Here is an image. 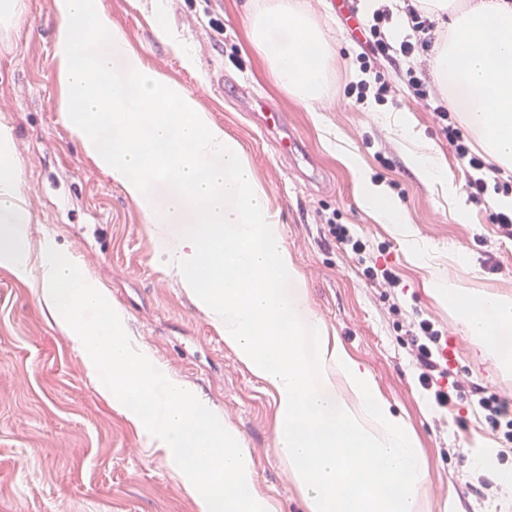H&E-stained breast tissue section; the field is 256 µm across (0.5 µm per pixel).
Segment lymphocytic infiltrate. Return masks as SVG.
Wrapping results in <instances>:
<instances>
[{
    "label": "lymphocytic infiltrate",
    "mask_w": 512,
    "mask_h": 512,
    "mask_svg": "<svg viewBox=\"0 0 512 512\" xmlns=\"http://www.w3.org/2000/svg\"><path fill=\"white\" fill-rule=\"evenodd\" d=\"M407 14L412 21L411 33L399 42L392 41L388 36L392 22L389 9L376 10L371 19L362 21L365 46L356 57L362 78L347 83L344 95L359 104L371 98L383 105L394 100L397 83H404L413 97L432 112L440 134L463 167L466 173L464 189L468 198L478 204L486 203L492 192L508 191L512 183L501 180L500 167L464 136L454 112L444 99L428 88L416 61L433 47L435 25L417 5H408ZM386 62L402 64L403 69L399 71L397 79L375 74V67ZM409 335L414 356L421 368L419 385L429 393L435 405L447 411L462 401L464 396H473L492 432L500 434L505 443L512 445V401L476 387L465 393L454 384L441 386V379L448 375V363L442 356L446 340L443 330L432 319L422 318L413 322Z\"/></svg>",
    "instance_id": "lymphocytic-infiltrate-1"
}]
</instances>
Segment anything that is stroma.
Wrapping results in <instances>:
<instances>
[{
	"label": "stroma",
	"mask_w": 512,
	"mask_h": 512,
	"mask_svg": "<svg viewBox=\"0 0 512 512\" xmlns=\"http://www.w3.org/2000/svg\"><path fill=\"white\" fill-rule=\"evenodd\" d=\"M299 2L334 50L329 96L317 112L277 88L265 60L249 46L247 7L261 0H101L144 61L184 85L241 144L279 215L312 312L367 366L417 433L429 462L430 512H446L450 504L455 512H512V492L481 487L474 473V456L500 449L499 440L476 405L443 413L420 388L410 323L429 317L443 327L455 348L448 367L464 385L476 383L512 400V377L474 357L456 317L429 295L427 269L410 260L391 225L360 205L357 181L342 157L355 156L367 175L383 173V186L431 248L434 265L463 278L474 292L512 293V238L502 236L487 205L470 204L467 223L456 221L439 186L410 162L403 135L383 120L391 111L411 112L422 139L442 152L449 180L463 186L464 171L431 113L404 87L383 106L347 99L344 87L359 73L354 60L360 47L337 14L336 0ZM24 4L16 27L0 30V123L14 132L31 249L50 239L79 257L88 281L124 313L129 337L242 433L256 461L257 484L277 512H304L288 465L274 450L272 388L236 359L161 264L141 211L85 159L59 106L53 0ZM212 16L223 21V35L209 28ZM162 24L187 43L194 67H185L157 36ZM261 100L286 113L301 154H282L259 132L253 112ZM383 157L389 169H382ZM332 213L366 239L365 253L329 242L321 219ZM379 258L392 267L399 287L364 278L363 268ZM459 446L469 448L471 460L454 455ZM0 512H196L161 452L96 391L36 289L1 267Z\"/></svg>",
	"instance_id": "obj_1"
}]
</instances>
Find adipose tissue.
<instances>
[{"mask_svg":"<svg viewBox=\"0 0 512 512\" xmlns=\"http://www.w3.org/2000/svg\"><path fill=\"white\" fill-rule=\"evenodd\" d=\"M448 32L430 59L438 88L465 128L503 169H512V0H423ZM60 107L87 159L141 210L159 260L179 277L224 344L275 391L274 446L305 512H426L429 470L408 420L369 370L312 313L302 273L284 244L238 143L191 92L152 68L101 0H54ZM249 39L276 84L308 108L327 95L332 49L299 0H264ZM391 122L414 140L416 169L445 189L458 222L466 206L439 149L419 140L413 117ZM10 129L0 125V267L39 290V302L81 354L86 374L108 372L100 392L160 450L196 512H275L256 483L241 435L188 383L131 343L122 312L92 287L72 254L43 243L31 222ZM359 199L393 225L410 258L427 252L395 197L355 172ZM163 190H156L157 181ZM429 293L460 321L473 350L512 374V296L475 294L460 278L429 272ZM102 313L97 323L82 313Z\"/></svg>","mask_w":512,"mask_h":512,"instance_id":"adipose-tissue-1","label":"adipose tissue"}]
</instances>
